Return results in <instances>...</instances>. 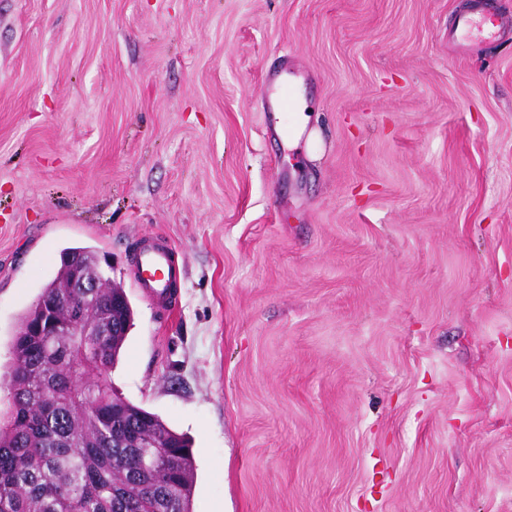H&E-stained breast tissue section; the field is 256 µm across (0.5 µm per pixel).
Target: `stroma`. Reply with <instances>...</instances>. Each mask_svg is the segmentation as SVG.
Returning a JSON list of instances; mask_svg holds the SVG:
<instances>
[{
  "mask_svg": "<svg viewBox=\"0 0 512 512\" xmlns=\"http://www.w3.org/2000/svg\"><path fill=\"white\" fill-rule=\"evenodd\" d=\"M68 247L192 512H512V0H0L1 371ZM175 276L171 249L163 243L144 246L138 255L135 278L153 298L164 300L166 288ZM94 250L91 248H70L69 250L63 253L74 254L78 256L80 261L88 267V264H92L94 267V273L96 278L100 282L101 286H105L106 288H97V279L95 276L85 270L83 267L79 266L77 271L74 273L70 281L67 283L65 288H71L74 292V288H85L84 292L78 293L80 295L79 302L85 305L87 310H109L112 311L113 314V305L112 298H127L124 288L122 285L112 282V279L109 277L103 276L100 271V268L97 264V257L94 254ZM91 281L96 288H86L87 283ZM76 294V292H74ZM128 299V298H127Z\"/></svg>",
  "mask_w": 512,
  "mask_h": 512,
  "instance_id": "stroma-1",
  "label": "stroma"
}]
</instances>
